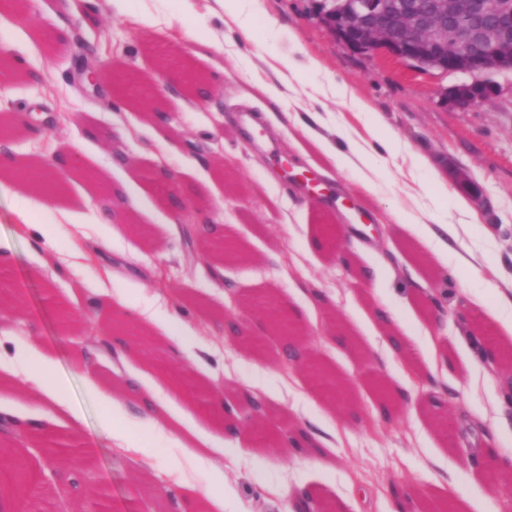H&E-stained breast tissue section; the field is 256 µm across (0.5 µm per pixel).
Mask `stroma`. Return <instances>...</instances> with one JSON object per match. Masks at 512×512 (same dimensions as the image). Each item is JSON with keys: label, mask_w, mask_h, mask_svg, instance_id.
I'll return each mask as SVG.
<instances>
[{"label": "stroma", "mask_w": 512, "mask_h": 512, "mask_svg": "<svg viewBox=\"0 0 512 512\" xmlns=\"http://www.w3.org/2000/svg\"><path fill=\"white\" fill-rule=\"evenodd\" d=\"M245 4V29L215 14L213 0H195L190 11L181 0H30L26 11L0 10V52L19 69L0 86L12 158L53 167L76 154L122 198L106 225L92 220L99 197L84 177L66 178L48 205L37 190L0 185V344L12 354L0 363V417L24 427L0 435V458H24L30 512H89L68 456L46 464L31 434H65L64 421L12 382L37 343L49 350L45 382H63L82 415L71 446L87 455L91 486L106 491L105 512H172L162 489L173 467L183 483L222 497L224 512H283L284 492L302 486L335 512H391V489L404 485L414 492L402 512H443L450 502L504 512L508 484L482 475L477 450L512 456V425H495L499 379L512 365L497 360L473 386L456 383L469 337L501 334L486 307L512 315L499 305L500 295L512 297V74H490L489 96L461 108L444 92L469 75L413 72L353 52L317 18L315 0ZM57 33L62 41L44 46L42 35ZM289 56L306 64L292 83L276 69ZM179 61L202 76L195 89L175 72ZM90 62L103 73L95 89L82 79ZM117 74L138 82L139 102L114 93ZM355 100L364 111L352 110ZM151 101L163 119L151 120ZM376 122L385 163L364 192L357 172L319 141ZM413 154L426 158L424 168H410ZM441 184L450 194L436 205ZM173 194L202 211L175 215ZM460 196L477 219L461 242L434 253L417 227L457 223ZM24 209L35 224L68 219L84 242L111 239V287H99L97 259L68 262V234L44 244L24 230ZM403 209L410 224L397 218ZM192 222L232 230L243 259L213 276ZM463 245L483 262L485 281L457 268ZM256 293L276 294L294 313L309 349L348 382L353 412L317 396L273 350L255 357L226 335L225 312ZM478 297L485 308L474 306ZM119 298L153 312L155 324L173 313L183 324L163 344L116 342ZM160 363L227 404L263 399L266 436L305 432L314 442L306 460L264 439L238 455L212 408L168 401ZM373 375L392 391L412 389L414 403L383 413ZM110 396L129 411L120 421L129 448L101 431ZM142 398L160 407L149 425L131 411ZM145 439L148 460L132 450Z\"/></svg>", "instance_id": "obj_1"}]
</instances>
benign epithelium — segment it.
Segmentation results:
<instances>
[{
    "mask_svg": "<svg viewBox=\"0 0 512 512\" xmlns=\"http://www.w3.org/2000/svg\"><path fill=\"white\" fill-rule=\"evenodd\" d=\"M320 21L348 49L401 62L418 71L462 73L476 77L449 91L452 101L470 107L486 98L492 86L479 77L512 72V0H331L317 13ZM248 309L268 314L269 328L288 338L282 358L307 375L328 400L345 396V385L315 358L294 359L301 343L294 321L278 310L268 294Z\"/></svg>",
    "mask_w": 512,
    "mask_h": 512,
    "instance_id": "7a95c632",
    "label": "benign epithelium"
}]
</instances>
